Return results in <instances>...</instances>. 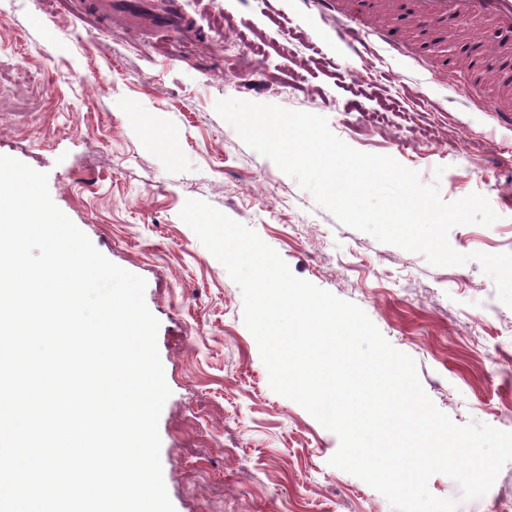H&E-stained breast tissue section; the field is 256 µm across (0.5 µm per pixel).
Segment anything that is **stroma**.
Listing matches in <instances>:
<instances>
[{
	"mask_svg": "<svg viewBox=\"0 0 512 512\" xmlns=\"http://www.w3.org/2000/svg\"><path fill=\"white\" fill-rule=\"evenodd\" d=\"M168 7L171 32L95 0H0V155L47 173L97 250L146 281L171 391L159 434L175 512H393L330 466L336 435L271 389L240 288L179 213L201 200L251 227L297 277L358 304L454 423L512 432V308L479 264L434 266L341 224L215 109L237 98L322 115L444 200L488 198L497 221L454 227L456 251L512 252V87L479 64L505 35L468 19L452 55L421 66L374 41L353 50L301 0ZM461 61L458 82L490 111L431 80ZM23 67L39 83H19ZM459 512H512V462Z\"/></svg>",
	"mask_w": 512,
	"mask_h": 512,
	"instance_id": "35a3bbf8",
	"label": "stroma"
}]
</instances>
